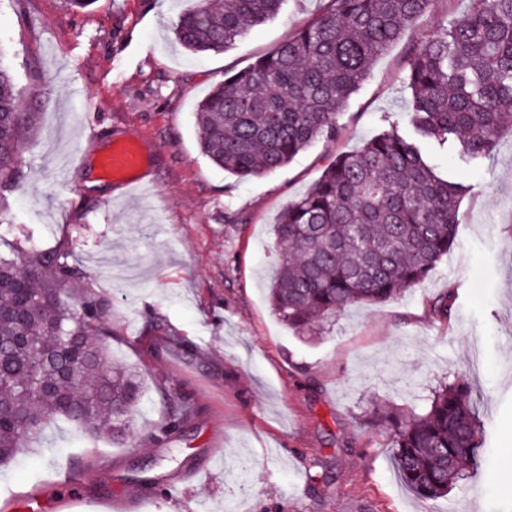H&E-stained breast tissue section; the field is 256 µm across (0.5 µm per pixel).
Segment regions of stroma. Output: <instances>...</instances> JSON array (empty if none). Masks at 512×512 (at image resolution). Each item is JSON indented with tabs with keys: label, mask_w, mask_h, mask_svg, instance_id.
Segmentation results:
<instances>
[{
	"label": "stroma",
	"mask_w": 512,
	"mask_h": 512,
	"mask_svg": "<svg viewBox=\"0 0 512 512\" xmlns=\"http://www.w3.org/2000/svg\"><path fill=\"white\" fill-rule=\"evenodd\" d=\"M188 0H0V64L38 120L0 196V252L17 239L69 244L88 289L111 308V358L145 386L140 425L160 421L161 380L182 382L200 411L164 445L144 431L121 445L46 428L32 453L0 468V512L13 494L62 495L79 474L84 504L122 491L132 512H512V130L469 160L436 153L470 185L447 258L397 298L350 308L302 336L273 313V226L321 175L318 142L276 172L238 181L199 151L196 107L235 72L321 13L286 0L273 20L222 53L192 57L173 29ZM469 7L437 0L374 62L340 118L338 147L407 129L410 53ZM139 139L155 189L119 197L94 157L112 138ZM454 294L450 320L433 311ZM191 345L152 347L154 330ZM468 381L486 445L465 492L426 501L400 480L370 413L408 417L433 388Z\"/></svg>",
	"instance_id": "obj_1"
}]
</instances>
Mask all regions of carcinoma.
I'll list each match as a JSON object with an SVG mask.
<instances>
[{"mask_svg": "<svg viewBox=\"0 0 512 512\" xmlns=\"http://www.w3.org/2000/svg\"><path fill=\"white\" fill-rule=\"evenodd\" d=\"M285 0H197L174 28L191 54L219 53L273 19ZM434 0H327L324 11L246 69L225 74L196 110L201 154L240 181L271 174L312 144H337L339 116L374 60ZM411 129L396 126L351 151H335L304 196L274 224L276 269L269 301L304 334L354 305L392 299L447 255L469 188L443 177L423 143L457 144L464 158L491 154L512 124V0H471L468 12L413 49L406 78ZM34 114L0 65V187L13 178ZM70 247L21 243L0 253V466L58 419L90 437L126 443L139 430L144 386L112 366L110 307L85 290ZM162 444L196 409L179 382L158 383ZM471 386L441 385L429 408L376 413L405 486L424 500L448 495L482 448Z\"/></svg>", "mask_w": 512, "mask_h": 512, "instance_id": "cac0c4a2", "label": "carcinoma"}]
</instances>
